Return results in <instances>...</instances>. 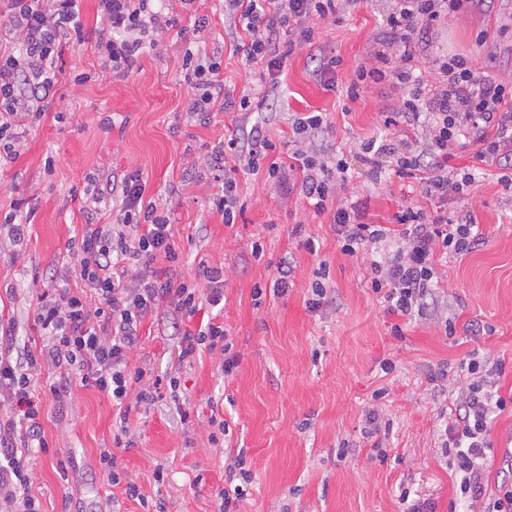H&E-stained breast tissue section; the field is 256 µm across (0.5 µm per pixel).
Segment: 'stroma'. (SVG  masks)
<instances>
[{"instance_id":"obj_1","label":"stroma","mask_w":512,"mask_h":512,"mask_svg":"<svg viewBox=\"0 0 512 512\" xmlns=\"http://www.w3.org/2000/svg\"><path fill=\"white\" fill-rule=\"evenodd\" d=\"M390 5L342 0L343 22H320L315 45L288 59L264 108L214 111L205 122L189 111L186 49L220 56L232 99L261 85L262 68L246 64L238 51L224 0H194L188 7L170 0L179 31L167 33L160 50L144 51L125 72H113L94 39L62 44L59 97L39 121L19 128L15 158L0 163V219L17 210L28 222L18 246L0 228V317L18 322V346H40L33 306L37 295L69 275V245L88 221L84 187L137 171L146 184L144 201L167 211L188 265L204 259L223 268L220 319L241 359L229 378L206 351L181 371L169 309L159 307L145 320L132 359L150 363L157 375L181 376L178 400L192 408L194 425L183 427L168 394L149 414L132 416L134 446L121 453L119 484L98 464L117 432L111 397L77 373L53 396L55 376L43 373L34 399L49 451L31 458V493L40 512H142L125 494L128 480L164 502L165 512H216L224 470L240 453L252 477L240 512H405L410 503L418 512H455L462 505L459 479L442 446L440 415L465 387L463 364L475 352L502 366L497 386L508 404L490 426L489 492L504 481L499 452L512 448V184L501 181L497 163L468 154L456 160L475 175L469 201L482 239L460 259L437 261L439 304L454 319L451 334L446 317L433 315L411 319L402 336H394L398 318L370 287L377 253H343L329 213L315 212L299 193L284 194L266 172L239 178L243 211L234 224H225L214 205L221 184L207 164L211 152L231 134L258 127L288 167L286 142L297 112L322 113L323 147L348 165V200L365 203L380 218L391 217L397 202L422 204L415 180L390 170L373 178L354 155L361 141L382 135L381 114L399 90L380 83L352 101L341 88L325 90L316 75L322 55L340 59L341 87L374 65ZM201 16L209 25L199 34ZM455 53L472 58L480 74L512 78V0H488L484 10L435 27L418 73L430 77L435 57ZM286 176L294 180L298 173L288 167ZM298 224L314 250L293 235ZM256 241L264 247L258 259L251 254ZM284 260L294 266L287 293L255 301V286L268 285ZM323 267L331 302L313 312L309 289ZM9 285L17 296L6 294ZM443 367L447 377H435ZM381 388L385 398L373 401ZM371 407L380 427L366 439L361 428ZM214 416L229 424L220 446L209 440ZM345 445L358 454L338 460ZM159 467L167 472L161 483L153 475Z\"/></svg>"}]
</instances>
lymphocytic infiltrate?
<instances>
[{
	"label": "lymphocytic infiltrate",
	"instance_id": "lymphocytic-infiltrate-1",
	"mask_svg": "<svg viewBox=\"0 0 512 512\" xmlns=\"http://www.w3.org/2000/svg\"><path fill=\"white\" fill-rule=\"evenodd\" d=\"M8 26L12 46H0V135L14 132L22 118L53 99L59 85L56 59L63 37L84 42L77 0H11ZM152 0H99L106 19L98 45L113 69L132 66L145 49H157L163 33L176 28V15L153 10ZM235 24L246 39L240 49L248 62H263L270 80H277L296 49L313 44L315 23L341 22L338 0H233ZM485 0H392L386 16L377 64L358 71L346 88L356 99L371 83L394 80L404 91L394 111L385 113V126L405 135L423 134L428 146L400 152L395 138H370L359 146L363 165L380 174L379 160H392L401 178L418 180L424 205H398L390 224L369 221L361 202L334 203V174L348 169L345 159L314 151L305 142L323 131V118L310 113L297 119L291 157L300 174V191L316 212H330L344 252L382 250L371 266L370 285L391 314L402 319L434 313L438 308L436 253H470L481 239L473 211L449 212L447 203L468 195L473 173L453 164L456 151L474 150L501 169L512 170V80L477 75L469 57L435 58L436 77L425 82L415 76V52L437 23L462 12L482 9ZM191 61V81L201 94L192 102L198 117L231 109L218 62ZM275 144L258 129L225 141L212 159L224 179L219 207L225 223L236 217L234 190L239 173L258 172L260 159ZM145 185L139 173L126 175L122 206L112 224H87L73 249L79 289L43 292L33 311L41 330L39 348L17 349L15 323L0 322V512H38L31 493L32 476L25 461L31 449L47 450L38 421L33 391L42 371L60 383L71 373L82 382L111 394L120 422L131 414L150 412L161 387L178 389V377L155 376L148 363L132 364L140 328L160 301H169L179 336L178 362L193 365L201 348L219 353L225 375H232L239 358L229 351L219 322L194 328L190 322L201 303L220 305L224 299L222 268L198 262L183 272V252L168 215L156 204L144 203ZM470 381L448 412L444 446L459 474V495L468 512H512V483L488 493L485 460L494 412L506 403L495 398L499 366L467 365Z\"/></svg>",
	"mask_w": 512,
	"mask_h": 512
}]
</instances>
